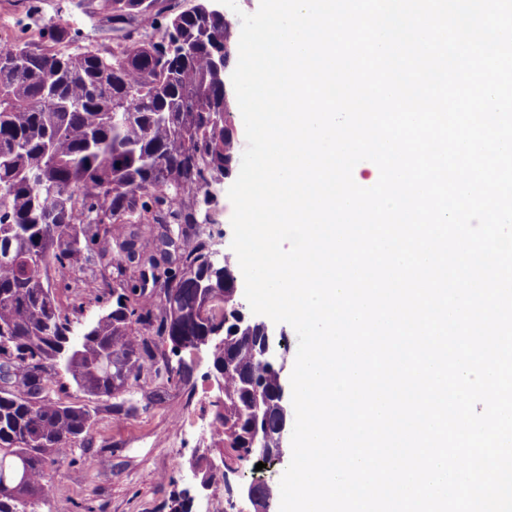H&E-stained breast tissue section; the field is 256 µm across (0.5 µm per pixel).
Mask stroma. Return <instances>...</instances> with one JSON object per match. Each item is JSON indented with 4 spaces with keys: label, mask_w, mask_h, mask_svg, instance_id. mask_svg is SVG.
Wrapping results in <instances>:
<instances>
[{
    "label": "stroma",
    "mask_w": 512,
    "mask_h": 512,
    "mask_svg": "<svg viewBox=\"0 0 512 512\" xmlns=\"http://www.w3.org/2000/svg\"><path fill=\"white\" fill-rule=\"evenodd\" d=\"M0 0V33L12 38L15 19L36 21L39 15L62 11L79 43L96 47L112 42V27L103 16H87L77 0ZM231 179H224L213 206L212 249L224 255L231 249L233 208L228 197ZM187 384L174 385L147 372L143 388L122 397L124 411L111 401L91 402V439L74 447L58 475L49 483L39 512H170L173 501L187 494L192 512H224V492L201 494L192 466L210 446L203 433L215 419L220 397L208 349L191 356Z\"/></svg>",
    "instance_id": "1"
}]
</instances>
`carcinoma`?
<instances>
[{"mask_svg": "<svg viewBox=\"0 0 512 512\" xmlns=\"http://www.w3.org/2000/svg\"><path fill=\"white\" fill-rule=\"evenodd\" d=\"M206 0H99L112 48L76 42L59 18L0 47V512H35L51 473L85 438L75 387L114 398L145 371L186 384L169 353L210 346L224 401L212 446L231 464L270 462L280 377L213 267L212 188L229 178L234 99L216 70L231 23ZM187 47L168 54L166 40ZM75 302L63 311L49 272ZM88 295L112 307L85 319Z\"/></svg>", "mask_w": 512, "mask_h": 512, "instance_id": "cac0c4a2", "label": "carcinoma"}]
</instances>
